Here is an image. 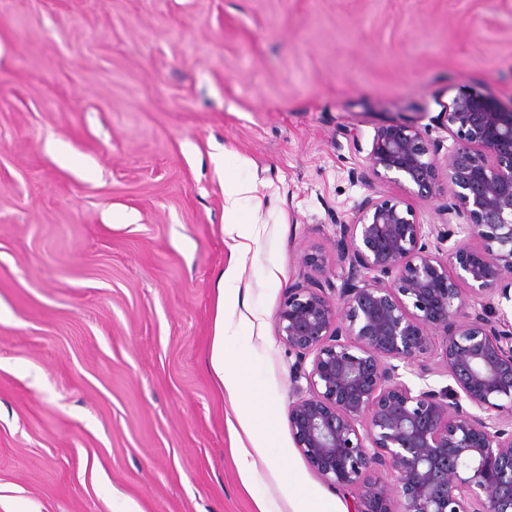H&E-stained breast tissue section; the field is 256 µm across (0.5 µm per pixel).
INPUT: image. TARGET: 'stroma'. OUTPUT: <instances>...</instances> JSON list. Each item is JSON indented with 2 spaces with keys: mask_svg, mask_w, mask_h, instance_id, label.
Masks as SVG:
<instances>
[{
  "mask_svg": "<svg viewBox=\"0 0 512 512\" xmlns=\"http://www.w3.org/2000/svg\"><path fill=\"white\" fill-rule=\"evenodd\" d=\"M512 104V0H0V512H258L206 363L229 262L224 188L257 187L229 344L266 452L294 446L275 313L361 181L377 130L461 95ZM277 280H270V272Z\"/></svg>",
  "mask_w": 512,
  "mask_h": 512,
  "instance_id": "stroma-1",
  "label": "stroma"
}]
</instances>
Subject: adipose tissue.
Instances as JSON below:
<instances>
[{
    "label": "adipose tissue",
    "instance_id": "ef3b65f1",
    "mask_svg": "<svg viewBox=\"0 0 512 512\" xmlns=\"http://www.w3.org/2000/svg\"><path fill=\"white\" fill-rule=\"evenodd\" d=\"M255 186L240 183L224 191L223 232L232 242L229 265L216 281V309L213 337L206 364L217 386L235 404L236 422L229 430L235 440V462L244 486H251L257 472V460L264 455L265 440L253 423L250 410L240 404L239 395L244 382L230 366L226 344L234 339L240 328L252 324L253 319L240 302L239 284L246 270V261L256 241L238 222V209L246 196L254 194Z\"/></svg>",
    "mask_w": 512,
    "mask_h": 512
}]
</instances>
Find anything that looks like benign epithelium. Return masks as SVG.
Masks as SVG:
<instances>
[{
    "label": "benign epithelium",
    "mask_w": 512,
    "mask_h": 512,
    "mask_svg": "<svg viewBox=\"0 0 512 512\" xmlns=\"http://www.w3.org/2000/svg\"><path fill=\"white\" fill-rule=\"evenodd\" d=\"M441 116L453 150L385 125L356 178L431 199L444 174L442 223H421L409 196L365 198L335 224L339 285L321 282L325 255L308 252L310 273L275 314L295 357V448L354 494L353 512H512V323L494 306L512 302V108L458 96ZM435 374L452 383L430 385Z\"/></svg>",
    "instance_id": "benign-epithelium-1"
}]
</instances>
